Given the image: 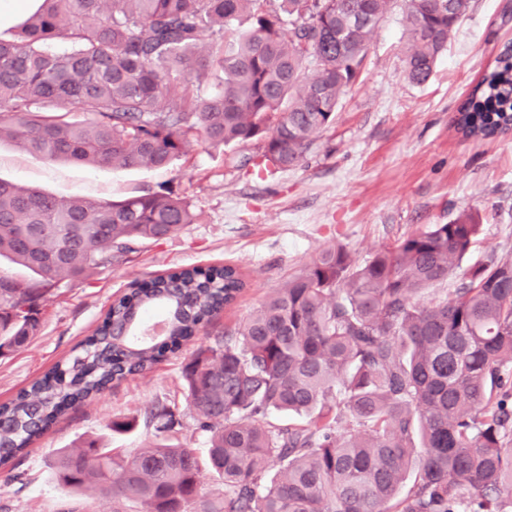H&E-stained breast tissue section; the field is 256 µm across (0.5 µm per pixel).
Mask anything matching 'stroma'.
<instances>
[{
  "label": "stroma",
  "instance_id": "obj_1",
  "mask_svg": "<svg viewBox=\"0 0 512 512\" xmlns=\"http://www.w3.org/2000/svg\"><path fill=\"white\" fill-rule=\"evenodd\" d=\"M512 41V0H471L470 8L421 85L406 75L405 0H393L374 31L361 70L339 101L336 121L316 139L301 165L258 176V143L192 144L161 169L109 168L36 159L0 142V177L63 196L121 200L171 190L198 214L174 236L137 245L123 261L86 281H64L41 308V331L27 346L0 357V402L42 376L91 336L112 299L130 282L184 267L227 263L247 281L237 301L199 329L197 342L243 324L288 275L331 245L357 260L462 214L479 231L462 265L512 252V135L466 139L454 116L482 75ZM190 349L167 355L152 371L112 386L93 403L70 410L31 444L14 469L0 468V512H112L97 488L74 493L52 464L58 449L94 437L111 448H141L153 428L116 434L113 418L144 417L177 401L174 442L204 452L206 439L182 394Z\"/></svg>",
  "mask_w": 512,
  "mask_h": 512
}]
</instances>
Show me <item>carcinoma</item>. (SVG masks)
Listing matches in <instances>:
<instances>
[{
  "instance_id": "obj_1",
  "label": "carcinoma",
  "mask_w": 512,
  "mask_h": 512,
  "mask_svg": "<svg viewBox=\"0 0 512 512\" xmlns=\"http://www.w3.org/2000/svg\"><path fill=\"white\" fill-rule=\"evenodd\" d=\"M470 0H408L410 81L433 73ZM391 0H42L0 36V140L46 161L162 168L191 141L261 144V163L300 165L336 118ZM248 16L251 27L236 31ZM211 72L205 96L189 78ZM51 104L52 112L32 110ZM84 112L88 119H74ZM466 138L512 128V50L454 118ZM198 220L148 192L119 202L60 197L0 179V356L33 340L51 289L86 280L144 240ZM479 224L465 215L358 264L331 246L242 324L208 337L182 369L206 438L61 450L57 481L93 485L140 512H512V253L461 270ZM445 298L415 297L453 276ZM109 307L95 335L0 404V467L71 408L178 352L245 288L231 265L158 276ZM167 311L154 342L112 326ZM276 410L307 418L274 424ZM173 407L144 417L172 430ZM223 485L201 490L203 469Z\"/></svg>"
}]
</instances>
